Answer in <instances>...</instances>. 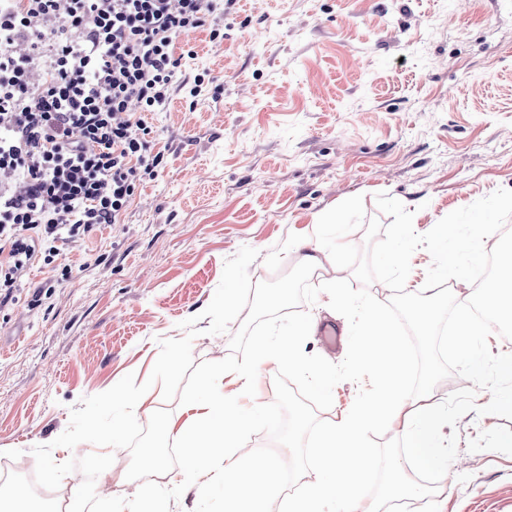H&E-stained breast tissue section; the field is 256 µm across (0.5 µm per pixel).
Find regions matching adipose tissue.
<instances>
[{
	"label": "adipose tissue",
	"instance_id": "obj_1",
	"mask_svg": "<svg viewBox=\"0 0 512 512\" xmlns=\"http://www.w3.org/2000/svg\"><path fill=\"white\" fill-rule=\"evenodd\" d=\"M355 309L358 323L350 362L361 374L376 379L377 385L356 408L319 429L311 463L314 477L303 491L279 499L275 510L267 509L262 491L276 484L280 462L273 456L245 453L248 428L224 387L231 384L236 394H254L263 369L286 365L307 376L315 389H322L320 367L301 354V338L311 328L307 322L260 341L248 362L214 369L201 379L199 394L184 403L176 418L157 421L160 437L182 450L185 465L179 485L191 487L209 479L224 498V512H240L247 500L254 502L255 512H389L392 501L429 495V488L414 481L413 475L447 476L448 448L441 429L448 408L434 398L432 375L424 376L420 392L407 394L408 352L398 327L387 316L385 302L362 301ZM108 406L153 416L154 390L148 384L115 387L100 394L87 412L93 416ZM381 427L406 439L407 447L390 461L389 482L378 494L372 490L374 462L367 437Z\"/></svg>",
	"mask_w": 512,
	"mask_h": 512
}]
</instances>
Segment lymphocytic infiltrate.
<instances>
[{
  "label": "lymphocytic infiltrate",
  "mask_w": 512,
  "mask_h": 512,
  "mask_svg": "<svg viewBox=\"0 0 512 512\" xmlns=\"http://www.w3.org/2000/svg\"><path fill=\"white\" fill-rule=\"evenodd\" d=\"M223 36L219 0H0V307L34 265L118 224L155 178L148 113L171 101L178 40Z\"/></svg>",
  "instance_id": "1"
}]
</instances>
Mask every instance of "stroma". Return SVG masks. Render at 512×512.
I'll return each mask as SVG.
<instances>
[{"label": "stroma", "mask_w": 512, "mask_h": 512, "mask_svg": "<svg viewBox=\"0 0 512 512\" xmlns=\"http://www.w3.org/2000/svg\"><path fill=\"white\" fill-rule=\"evenodd\" d=\"M177 90L153 113L155 179L135 192L123 223L106 224L63 248L72 276L50 296L36 291L50 269L32 268L15 301L0 308V482L22 468L50 482V458L81 476L86 512H128L141 483L136 459L156 421L178 401L157 402L154 418L103 408L99 433H116L109 462L124 477L102 485L91 445L70 444L85 409L127 374L150 375L159 341L179 338L199 317L195 362L230 353L229 334L210 335L201 314L224 263L249 246L259 253L252 282L297 265L284 247L311 232L315 218L359 195L366 218L390 224L376 196L414 202V229L496 189H512V0H232L224 39L181 38ZM209 73L190 96L187 82ZM318 324L342 331L329 353L320 333L304 356L321 366L327 395L281 366L261 379L256 398L276 406L278 432L250 423L247 448L275 449L291 480L269 499L298 493L311 476L318 428L354 405L366 386L348 368L346 319L326 295L309 305ZM446 484L424 512H512V420L467 413ZM166 512H224L218 490L168 491Z\"/></svg>", "instance_id": "35a3bbf8"}]
</instances>
